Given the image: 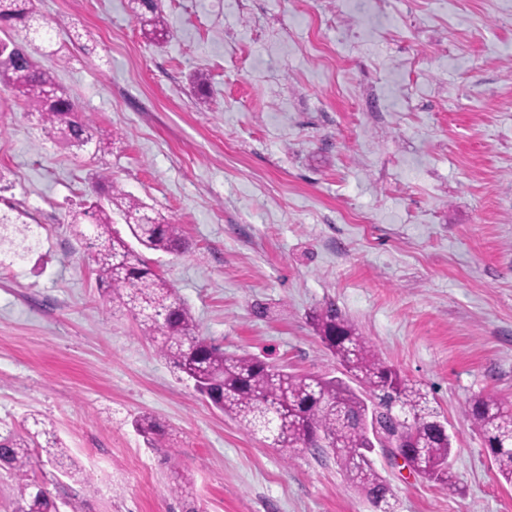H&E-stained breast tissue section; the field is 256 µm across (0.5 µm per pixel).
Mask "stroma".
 I'll list each match as a JSON object with an SVG mask.
<instances>
[{
  "label": "stroma",
  "mask_w": 512,
  "mask_h": 512,
  "mask_svg": "<svg viewBox=\"0 0 512 512\" xmlns=\"http://www.w3.org/2000/svg\"><path fill=\"white\" fill-rule=\"evenodd\" d=\"M158 5L160 45L128 0H33L30 48L109 152L63 145L0 88V209L21 202L38 240L0 252V435L43 422L80 474L32 477L85 512H375L332 454L283 453L204 401L103 296L68 226L102 169L182 225L187 253L145 257L202 336L335 376L311 324L332 305L425 386L462 491L378 452L396 512H512L462 413L512 403V0ZM136 429L146 437H150L152 445L156 448H163V441L168 432L166 425L161 420L150 414H143L135 418Z\"/></svg>",
  "instance_id": "1"
}]
</instances>
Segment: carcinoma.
Returning a JSON list of instances; mask_svg holds the SVG:
<instances>
[{
	"label": "carcinoma",
	"mask_w": 512,
	"mask_h": 512,
	"mask_svg": "<svg viewBox=\"0 0 512 512\" xmlns=\"http://www.w3.org/2000/svg\"><path fill=\"white\" fill-rule=\"evenodd\" d=\"M130 2L151 34L167 35L156 0ZM32 19L31 0H0L1 24L27 32ZM0 67L4 72L0 84L16 92L61 142L80 149L93 144L97 153L105 150L103 139L92 133V120L78 111L52 70L31 55L15 67L5 59ZM91 186L108 205L83 204L73 212L71 224L75 236L94 251L108 301L138 320L143 333L193 381L203 399L275 448L331 453L351 484L373 499L385 497L383 512H394L385 479L362 457L369 438L346 421L348 414L372 409L378 412L383 432L412 433L411 469L444 489L462 492L445 466L452 440L435 432L432 422L439 413L430 406L428 394L387 365L334 306L316 313L312 321L343 367L341 377L287 372L247 353H228L223 345L198 335L195 320L177 291L112 227V209L124 217L131 236L146 250L171 255L188 251L189 240L180 225L149 215L140 200L102 172ZM464 415L483 437L498 476L512 484V405L491 394L479 395L465 406ZM134 425L154 447H162L167 428L161 420L143 414ZM40 435L27 428L22 434L0 438V468L16 480L13 512H59L52 493L37 491V483L29 476L33 466L42 463L34 452Z\"/></svg>",
	"instance_id": "1"
}]
</instances>
